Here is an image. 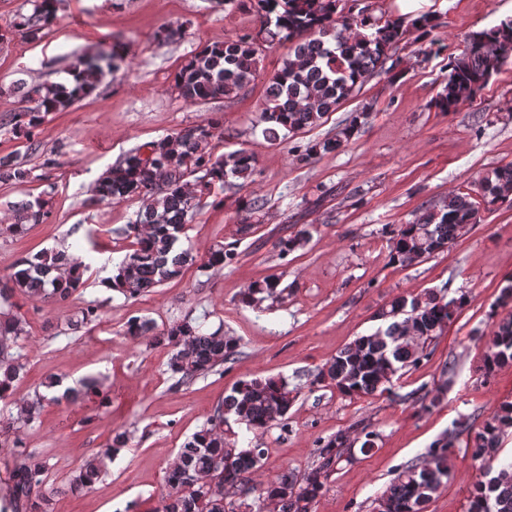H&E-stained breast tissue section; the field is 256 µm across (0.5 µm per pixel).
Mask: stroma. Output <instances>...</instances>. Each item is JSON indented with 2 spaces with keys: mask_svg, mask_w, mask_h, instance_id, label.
<instances>
[{
  "mask_svg": "<svg viewBox=\"0 0 512 512\" xmlns=\"http://www.w3.org/2000/svg\"><path fill=\"white\" fill-rule=\"evenodd\" d=\"M33 9V0H0V122L22 106L24 86L60 81L100 43L121 55L91 94L46 115L36 144L0 131V156L26 155L35 174L22 185H0V221L15 205L38 198L52 211L24 234L0 229V280L27 254L75 247L90 236L99 243L85 253V288L69 302L12 299L14 313L27 322L20 340L26 369L13 396L0 400V414L15 413L16 401L41 392L50 374L71 386L92 375L105 383L100 396L45 404L36 423L16 427L27 450L49 464L44 491L53 512H118L131 501L151 512L186 437L239 381L268 376L287 378L298 394L287 428L236 430L239 447L267 450L254 476L257 486L286 468L304 472L323 441L340 430L358 437L366 425L377 434L373 451L352 446L351 460L337 465L315 512H373L374 499L397 470L424 462L433 442L453 431L448 482L426 512H468L480 477L469 438L501 404L512 402V365L489 378L480 369L493 329L488 313L512 274V208L482 213L448 251L407 267L389 262L390 232L512 163V62L457 111L429 106L444 85L449 58L466 50L472 34L512 19V0H434L432 40L404 38L389 50L384 70L321 125L278 145L267 142L257 121L267 80L287 57L288 42L265 46L258 77L236 96L188 104L172 87L191 50L257 33L251 9L227 8L222 0H57L56 23L41 40L10 35L15 19ZM164 26L177 31L166 42L156 38ZM366 106L367 124L338 151L312 160L297 156L295 146L338 134L350 114ZM213 112L223 117L224 133L209 150L219 156L248 149L257 157V172L242 188L225 191L222 207L197 211L182 246L201 257L217 243L233 242L237 262L220 269L187 266L181 277L130 300L103 288L128 244L117 230L135 220L142 202L97 201L98 179L141 145ZM244 195L265 203L245 235L237 205ZM303 229L308 241L279 259L274 242ZM272 275L285 289L282 298L241 303L248 285ZM440 288L467 302L429 344V357L404 370L394 395L348 397L313 384L317 368L379 327L382 307L400 295ZM90 301L101 304L100 321L72 329ZM134 316L150 320L158 334L186 320L206 333L223 331L239 339L240 355L221 371L175 387L167 352L125 336ZM440 386V403L421 410L420 397ZM116 428L133 431L129 446L101 479L66 492L83 461L101 452Z\"/></svg>",
  "mask_w": 512,
  "mask_h": 512,
  "instance_id": "stroma-1",
  "label": "stroma"
}]
</instances>
